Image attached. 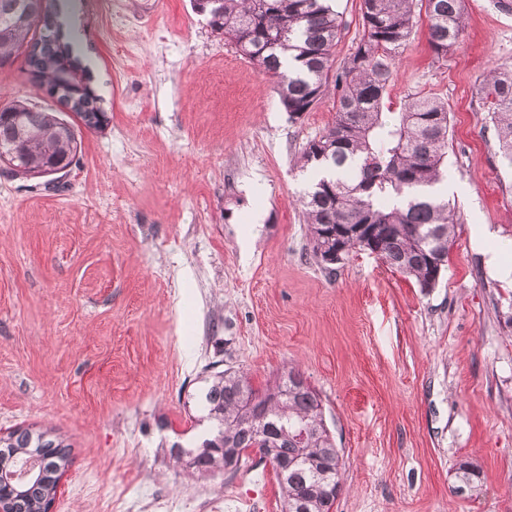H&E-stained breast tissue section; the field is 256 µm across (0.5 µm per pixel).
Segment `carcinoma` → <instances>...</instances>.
I'll list each match as a JSON object with an SVG mask.
<instances>
[{"instance_id": "1", "label": "carcinoma", "mask_w": 512, "mask_h": 512, "mask_svg": "<svg viewBox=\"0 0 512 512\" xmlns=\"http://www.w3.org/2000/svg\"><path fill=\"white\" fill-rule=\"evenodd\" d=\"M74 0H0V67L26 54L30 74L90 129L105 121L100 97L74 29ZM238 53L255 63L289 116L308 112L336 90L331 125L309 140L301 167L317 172L300 203L309 251L324 269L327 234L342 235V257L360 251L414 280L436 287L448 267L459 217L437 191L448 150V102L430 94L409 99L393 120L383 112L392 61L403 52L424 15L429 43L439 59L462 37L465 0H362L363 34L343 66L333 52L344 22L332 0H193ZM424 9L419 13L416 8ZM486 112L499 152L512 164V67L497 66L483 80ZM80 141L73 124L23 100L0 106V163L12 176L48 178L76 162ZM209 436L175 459L200 474L226 467L237 452L241 465L257 445L272 449L283 512H332L327 489L340 484L343 456L327 428L319 394L291 368L259 390L248 376L216 373L204 394ZM16 452L19 468L33 461L44 473L4 492L10 512H46L59 474L70 463L68 447L49 433L15 429L0 437Z\"/></svg>"}]
</instances>
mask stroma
<instances>
[{
  "label": "stroma",
  "instance_id": "obj_1",
  "mask_svg": "<svg viewBox=\"0 0 512 512\" xmlns=\"http://www.w3.org/2000/svg\"><path fill=\"white\" fill-rule=\"evenodd\" d=\"M361 0H335L343 64ZM91 85L107 117L78 126L79 160L43 179L0 165V436L69 445L52 512H281L270 465L187 476L216 372L254 387L293 366L319 393L346 468L334 512H512V167L480 88L512 65V11L467 0L435 59L419 21L392 66L386 111L448 103L443 186L460 216L436 286L360 252L335 271L308 250L298 160L335 116L326 92L293 120L257 68L191 0H78ZM68 110L24 60L0 103ZM474 491L460 492V464Z\"/></svg>",
  "mask_w": 512,
  "mask_h": 512
}]
</instances>
